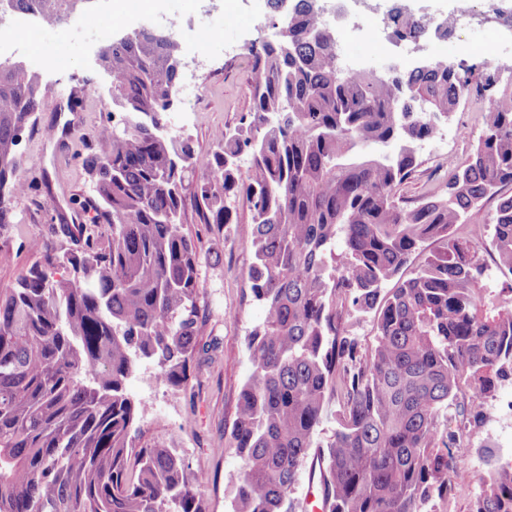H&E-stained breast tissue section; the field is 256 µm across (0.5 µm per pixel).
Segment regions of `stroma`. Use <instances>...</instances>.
I'll return each instance as SVG.
<instances>
[{"label":"stroma","mask_w":512,"mask_h":512,"mask_svg":"<svg viewBox=\"0 0 512 512\" xmlns=\"http://www.w3.org/2000/svg\"><path fill=\"white\" fill-rule=\"evenodd\" d=\"M213 0H196L186 9L185 0H163L159 13H144L119 22L112 18L113 0H97L81 17L82 23L107 28L121 34L126 28L152 26L159 18L173 21V31L181 44V55L189 67L183 82L193 84L192 96H178L168 115L171 128L189 138L194 149L205 155L216 150L224 129L239 125L251 106L247 92L250 65L245 47L270 31L272 14L267 0H235L232 15L213 10ZM379 13H361L365 30H346L344 46L359 67L384 68L403 49L379 26L382 10L390 0H378ZM219 27L221 39L201 44V24ZM460 38L468 46L458 60L475 74H494L497 87L512 84V74L492 73L489 58L493 50L512 48V31L497 24H472ZM97 42L36 33L28 42H12L5 52L27 61L40 76L47 93L43 98L38 125L24 139L23 173L34 180L30 195L14 202L11 224L0 228V289L12 287L37 256L28 247L37 237L67 247L58 234L59 225L75 216L78 202L90 192V180L80 162L95 146L94 132L105 120V105L111 100L108 76L95 60ZM62 52L63 63L48 66L40 58ZM53 125L61 134L47 140L44 126ZM484 125L482 101L464 100L448 122L446 142L431 138L419 152L420 165L403 184L399 193L409 201L424 195L442 194L449 161H463L478 140ZM239 223L220 227L201 223L195 210H188L184 230L199 242L197 297L199 338L204 346L192 361L189 380L180 393L155 378L156 368L143 363L127 381L125 393L148 410L145 420L135 421L130 432L135 447L165 442L184 449L192 470L204 472L206 512H231L235 488L224 481V474L240 468L231 439L241 389L251 364L247 348L250 330L263 317L256 302L245 299L246 275L252 262L250 241L254 226L246 205H239ZM512 400V385H502L488 408L483 424L469 427V457L458 469L454 481L465 496L434 500L430 512H468L469 495L478 493L486 470L484 447L493 445L496 457L512 461V420L502 407Z\"/></svg>","instance_id":"35a3bbf8"}]
</instances>
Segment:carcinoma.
I'll return each instance as SVG.
<instances>
[{
    "mask_svg": "<svg viewBox=\"0 0 512 512\" xmlns=\"http://www.w3.org/2000/svg\"><path fill=\"white\" fill-rule=\"evenodd\" d=\"M279 2L268 0L281 34L246 47L248 117L203 157L167 121L175 34L131 28L102 44L112 111L82 159L95 196L79 202L95 223L63 225L74 242L64 252L32 239L39 260L0 289V512H206L205 476L179 449L133 450V422L147 413L125 383L143 360L174 388L188 381L200 283L186 208L236 224L241 198L254 224L248 290L265 315L248 334L251 373L231 429L244 461L224 476L233 512H294L312 455L324 512H424L466 494L452 474L467 459V425L512 383V196L492 225L456 229L512 184V87L492 93L491 76L475 81L444 58L343 74L318 0H293L286 15ZM41 4L61 29L78 19L60 0ZM387 23L404 42L437 28L399 3ZM473 94L484 128L465 161L448 164L445 192L398 196L418 144L439 130L431 116ZM42 99L34 73L0 68V226L33 187L15 137L37 123ZM490 227L503 287L478 258ZM428 239L441 247L409 269ZM65 267L72 276L58 275ZM368 313L371 347L350 322ZM451 406L467 425L441 426ZM485 465L469 512H512V462Z\"/></svg>",
    "mask_w": 512,
    "mask_h": 512,
    "instance_id": "obj_1",
    "label": "carcinoma"
}]
</instances>
